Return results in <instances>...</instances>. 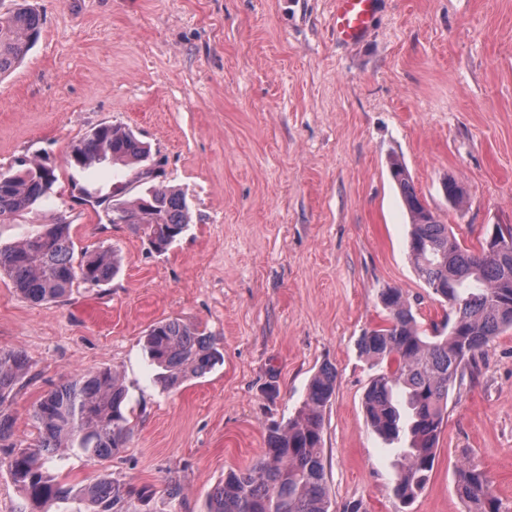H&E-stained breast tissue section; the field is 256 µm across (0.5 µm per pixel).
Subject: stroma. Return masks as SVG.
Here are the masks:
<instances>
[{
    "mask_svg": "<svg viewBox=\"0 0 512 512\" xmlns=\"http://www.w3.org/2000/svg\"><path fill=\"white\" fill-rule=\"evenodd\" d=\"M30 2L41 34L0 79V167L45 160L68 201L0 224V242L62 215L76 249L114 250L120 264L108 285L39 305L0 275V352L22 350L31 365L5 404L16 440L33 439V406L48 390L116 370L127 448L52 473L151 490L150 504L128 499L127 512H206L225 473L262 456L267 427L295 415L327 363L330 512H472L455 484L469 461L512 512V331L483 349L474 383L450 391L433 473L405 509L392 492L400 445L367 422L377 369L358 347L381 321L383 289L416 299L425 327L446 309L414 270L391 158L466 245L512 224V0H377L352 45L333 34L334 0ZM102 124L133 129L151 148L156 186L186 196L191 222L164 254L69 198L75 181L126 185L124 167L65 164ZM451 177L468 192L459 207L444 190ZM172 318L216 336L224 361L165 391L145 336Z\"/></svg>",
    "mask_w": 512,
    "mask_h": 512,
    "instance_id": "stroma-1",
    "label": "stroma"
}]
</instances>
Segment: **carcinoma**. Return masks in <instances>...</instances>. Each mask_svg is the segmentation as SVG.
<instances>
[{
  "mask_svg": "<svg viewBox=\"0 0 512 512\" xmlns=\"http://www.w3.org/2000/svg\"><path fill=\"white\" fill-rule=\"evenodd\" d=\"M39 32L40 18L28 0H16L11 12L0 15V76L22 62ZM106 161L131 168L132 181L145 186L141 195L126 200L123 187L105 193L76 183L79 199L108 224L117 223L122 213L136 215L134 229L150 249L166 252L190 222L185 198L150 185L157 175L150 170L148 147L128 127L100 125L74 144L67 157L70 166L80 169ZM390 174L409 214V250L416 271L448 303L444 319L428 334L418 325L409 297L396 288L385 289L379 295L382 323L359 339L360 352L380 367L365 395L368 422L389 441L409 438L394 462L393 484L394 497L408 507L433 471L451 388L475 380L484 347L512 330V259L505 260L485 239L477 250L458 240L420 199L399 159L390 161ZM57 181L55 167L41 160L0 168V224H17L36 213L55 195ZM444 188L452 205L466 195L453 178ZM117 272V260L107 250L74 258L71 224L61 217L18 242L0 243V274L35 303L57 301L76 285L107 284ZM145 342L165 389L203 376L223 358L217 338L176 318L152 325ZM28 373L23 351L0 353V404L23 386ZM335 386V370L320 367L296 417L268 427L263 458L228 473L210 493L207 512H329L323 429ZM125 399L126 389L110 369L67 380L34 406L38 435L27 447L12 440V417L0 409V452L7 456L11 480L39 512L51 503L63 504L61 512H125L132 493L128 485L104 474L76 489L46 468L55 457L96 461L123 452L132 434ZM456 490L474 512H499L491 481L479 465L468 462L458 468Z\"/></svg>",
  "mask_w": 512,
  "mask_h": 512,
  "instance_id": "obj_1",
  "label": "carcinoma"
}]
</instances>
